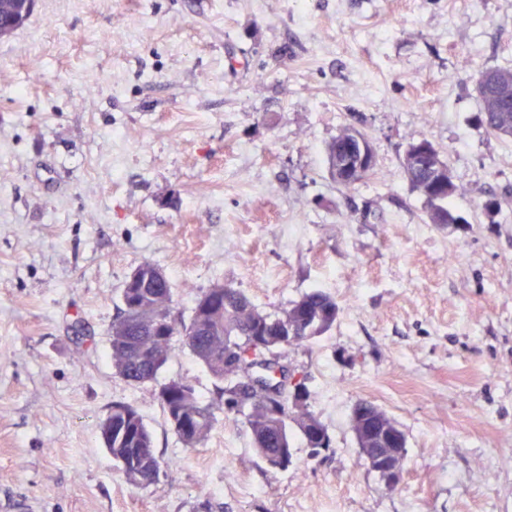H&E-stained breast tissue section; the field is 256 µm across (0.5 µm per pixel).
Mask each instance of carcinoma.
Returning <instances> with one entry per match:
<instances>
[{"label": "carcinoma", "mask_w": 512, "mask_h": 512, "mask_svg": "<svg viewBox=\"0 0 512 512\" xmlns=\"http://www.w3.org/2000/svg\"><path fill=\"white\" fill-rule=\"evenodd\" d=\"M17 0H0V24L14 34L26 19L13 24ZM497 81L478 97L481 123L495 128L501 136L512 138V69L496 68ZM356 129L345 125L328 145L327 162L331 177H336V145ZM409 183L421 197L430 223L441 222L439 212L448 210V196L430 198L426 189L431 174L422 169L406 172ZM155 265L145 262L136 268L139 277L126 282L120 311L112 322L111 357L116 372L130 385L141 386L156 380L159 370L174 351V337L181 334L192 356L205 366L218 382L215 400L202 402L186 380H171L161 386V400L168 421L186 420L189 431L178 433L188 447L201 444L216 421V412L235 414L243 419L253 438L257 454L272 469H284L292 463L293 432L289 423L297 422L294 412L283 399L278 412H272L262 396H255L249 412L231 405V396L254 380L250 365H236L235 350L248 345L256 336H264L273 345L288 344V315L297 313L300 324L294 335L308 342L332 329L338 316L334 298L321 290L303 294L282 315L260 311L242 290L215 284L201 291L191 308L189 322L183 323L172 311L170 283L150 288ZM112 455L126 481L136 487L155 483L161 462L155 454L152 435L142 416L124 403L112 405Z\"/></svg>", "instance_id": "1"}]
</instances>
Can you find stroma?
<instances>
[{
  "instance_id": "stroma-1",
  "label": "stroma",
  "mask_w": 512,
  "mask_h": 512,
  "mask_svg": "<svg viewBox=\"0 0 512 512\" xmlns=\"http://www.w3.org/2000/svg\"><path fill=\"white\" fill-rule=\"evenodd\" d=\"M512 68V0H37L0 40V502L21 512H512V138L480 123L478 74ZM352 124L376 178L326 150ZM433 143L460 186L429 223L402 161ZM177 311L228 284L279 314L340 308L281 359L330 450L269 468L241 418L185 447L156 393L215 378L182 340L157 382L110 357L132 271ZM404 430L385 487L350 424ZM133 406L164 467L128 484L100 432ZM353 130L357 131L363 138L370 141L367 134L363 132L361 129L357 128L354 125H345L339 129V132L337 133L336 137L332 140V142L328 145L327 148V162L329 173L337 184H339L340 186L347 190L355 188L358 185V183L363 181L369 174H375L377 167L376 159L375 166L366 175H364L367 165L371 164V162L373 161L374 150L371 143H368L359 136L354 135V139L351 140V142H349L346 157L344 158V162L342 163V167L344 168L343 175L346 180L356 179L358 178L359 175L364 176H362V179L358 183H344L342 181H339L338 178L336 177V170L334 169L336 145L343 141V139L346 138L349 135V133Z\"/></svg>"
}]
</instances>
